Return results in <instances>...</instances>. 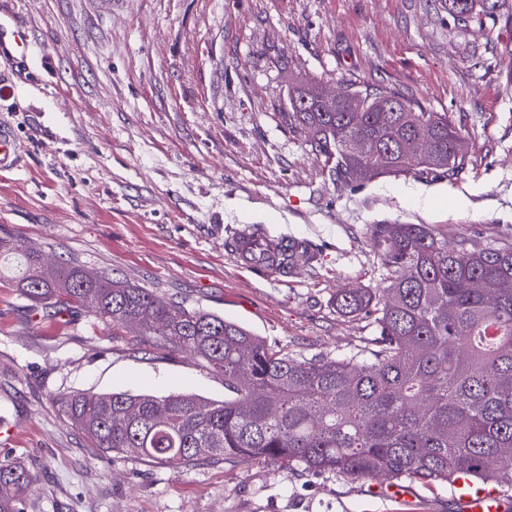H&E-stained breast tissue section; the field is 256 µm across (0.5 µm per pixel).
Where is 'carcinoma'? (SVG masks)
<instances>
[{
  "instance_id": "1",
  "label": "carcinoma",
  "mask_w": 512,
  "mask_h": 512,
  "mask_svg": "<svg viewBox=\"0 0 512 512\" xmlns=\"http://www.w3.org/2000/svg\"><path fill=\"white\" fill-rule=\"evenodd\" d=\"M463 24L478 15L512 25L509 0H448ZM291 111L341 185L413 173L451 177L464 138L446 112L394 88L348 85L339 98L295 84ZM430 139L431 156L400 143ZM362 144L355 151L352 141ZM369 243L382 288L336 295L343 316L372 320L375 350L362 358L302 359L241 325L81 265L49 266L41 250L0 236V275L47 316L61 310L193 355L224 374V401L75 392L65 420L103 453H133L178 472L205 462L270 461L351 480L390 477L451 484L462 474L495 483L512 470V243L448 246L430 224H376ZM36 482L16 459L0 461V512H23Z\"/></svg>"
}]
</instances>
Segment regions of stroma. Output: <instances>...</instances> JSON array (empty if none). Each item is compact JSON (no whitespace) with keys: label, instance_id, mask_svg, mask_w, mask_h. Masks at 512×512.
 <instances>
[{"label":"stroma","instance_id":"1","mask_svg":"<svg viewBox=\"0 0 512 512\" xmlns=\"http://www.w3.org/2000/svg\"><path fill=\"white\" fill-rule=\"evenodd\" d=\"M0 120L25 149L0 172V236L49 264L177 297L298 358L368 356L376 331L336 294L379 288L376 224H430L449 243L512 240V32L459 29L444 0H0ZM302 79L369 82L452 116L467 144L454 178L333 185L300 128L280 124ZM307 241L295 274L241 268L244 227ZM75 391L224 399V377L129 329L46 319L0 283V458L37 480L24 512H459L446 483L409 499L274 462L177 473L130 454L101 459L68 425Z\"/></svg>","mask_w":512,"mask_h":512}]
</instances>
